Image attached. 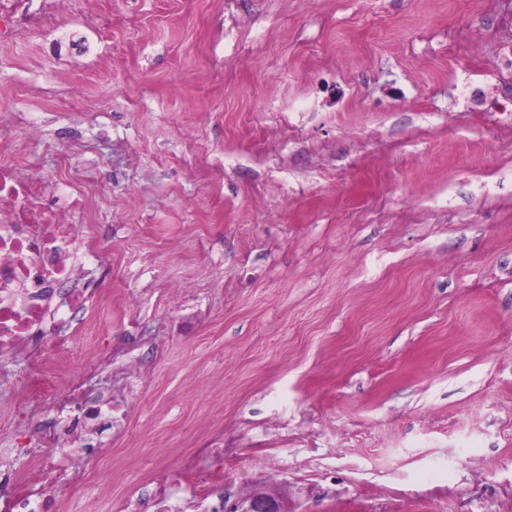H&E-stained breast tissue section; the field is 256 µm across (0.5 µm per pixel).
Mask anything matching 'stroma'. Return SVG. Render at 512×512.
Wrapping results in <instances>:
<instances>
[{
  "mask_svg": "<svg viewBox=\"0 0 512 512\" xmlns=\"http://www.w3.org/2000/svg\"><path fill=\"white\" fill-rule=\"evenodd\" d=\"M0 45L16 112L76 128L86 276L119 392L89 481L110 512L223 436L224 497L283 512H473L512 496V0H106ZM482 87L467 101L464 84ZM54 86L74 106L33 94ZM140 154L128 168L113 146ZM184 303L161 299L159 283ZM63 394L88 344L60 329ZM30 366L0 359V465ZM80 11L86 25L90 28H101L112 23L111 13L107 9L92 7L94 0H79Z\"/></svg>",
  "mask_w": 512,
  "mask_h": 512,
  "instance_id": "1",
  "label": "stroma"
}]
</instances>
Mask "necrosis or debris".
Segmentation results:
<instances>
[{"label":"necrosis or debris","mask_w":512,"mask_h":512,"mask_svg":"<svg viewBox=\"0 0 512 512\" xmlns=\"http://www.w3.org/2000/svg\"><path fill=\"white\" fill-rule=\"evenodd\" d=\"M94 0H0V43L44 27L51 15L79 5L88 27L110 25L108 10ZM41 123L16 121L0 110V358L23 355L33 337L55 340L60 324L73 321L95 295L82 287L78 252L89 227L92 197L82 173L74 169L73 149L61 153V172L42 176L21 171L14 158L40 139ZM68 396L83 423L114 418L122 398L92 399L85 383L72 381ZM41 462L27 476L11 481L12 494L0 497V512H52L46 488L59 483L79 486L74 458L85 457L86 442L78 430L61 435L43 432ZM224 442H205L164 473L152 487L139 488L123 500L119 512H214L224 491Z\"/></svg>","instance_id":"1"}]
</instances>
